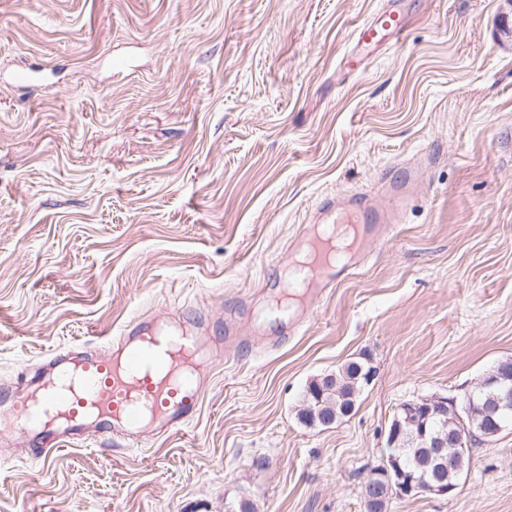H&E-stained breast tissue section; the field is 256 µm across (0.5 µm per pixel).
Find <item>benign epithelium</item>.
<instances>
[{"label":"benign epithelium","mask_w":512,"mask_h":512,"mask_svg":"<svg viewBox=\"0 0 512 512\" xmlns=\"http://www.w3.org/2000/svg\"><path fill=\"white\" fill-rule=\"evenodd\" d=\"M480 392L489 393V417L512 412V365H502L500 375H484L466 395L467 401L458 403L455 398L427 397L408 401L400 406L402 416H397L388 429L386 442L394 446L404 433L403 425L416 428L420 440L429 450V461L435 462V472L427 475L407 470L396 456H391L381 467L371 470L363 486L362 495L369 512H386L387 502L393 497L412 498L421 494L446 497L457 486L440 477V473L455 467L468 451L470 430L462 414L469 412V399ZM440 418L443 428L427 432L421 422L429 416Z\"/></svg>","instance_id":"obj_1"}]
</instances>
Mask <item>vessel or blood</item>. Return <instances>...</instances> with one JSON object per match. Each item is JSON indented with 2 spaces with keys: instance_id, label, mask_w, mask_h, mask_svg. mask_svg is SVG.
<instances>
[{
  "instance_id": "b4317fda",
  "label": "vessel or blood",
  "mask_w": 512,
  "mask_h": 512,
  "mask_svg": "<svg viewBox=\"0 0 512 512\" xmlns=\"http://www.w3.org/2000/svg\"><path fill=\"white\" fill-rule=\"evenodd\" d=\"M406 26V16L384 10L357 30L356 41L365 47L378 46L402 34ZM413 177V170L407 168L389 182V212L372 210L368 198L356 194L324 200L315 220L359 224L363 242L384 240L392 217L407 204ZM315 253L320 257L318 264L290 273L284 286L313 283V297L318 300L348 277L357 262L325 257L320 247ZM210 329L199 315L172 331L160 330L153 318L135 316L107 353L74 346L54 353L37 370H22L14 386L0 391V422L22 439L33 456L42 458L90 431L103 438L120 435L136 441L145 434L148 420L157 434L187 428L200 410V368L216 360L205 347Z\"/></svg>"
}]
</instances>
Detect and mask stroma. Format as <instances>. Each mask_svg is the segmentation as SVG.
Segmentation results:
<instances>
[{"instance_id":"1","label":"stroma","mask_w":512,"mask_h":512,"mask_svg":"<svg viewBox=\"0 0 512 512\" xmlns=\"http://www.w3.org/2000/svg\"><path fill=\"white\" fill-rule=\"evenodd\" d=\"M402 37L362 48L380 10ZM505 0H0V387L107 350L174 307L247 332L325 196L389 200L385 241L301 332L214 364L186 429L29 458L0 434V512H365L401 403L464 397L512 357V38ZM357 57L349 66L348 57ZM369 355L328 427L309 383ZM388 512H512V425L453 496Z\"/></svg>"}]
</instances>
